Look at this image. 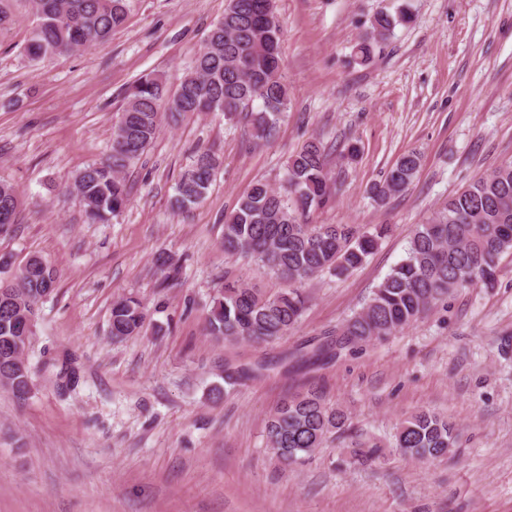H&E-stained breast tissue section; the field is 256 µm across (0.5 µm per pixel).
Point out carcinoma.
I'll return each instance as SVG.
<instances>
[{
  "instance_id": "1",
  "label": "carcinoma",
  "mask_w": 512,
  "mask_h": 512,
  "mask_svg": "<svg viewBox=\"0 0 512 512\" xmlns=\"http://www.w3.org/2000/svg\"><path fill=\"white\" fill-rule=\"evenodd\" d=\"M34 24L24 51L32 61L69 55L106 43L126 19L125 0H28ZM411 16H374L370 30L356 45V57L368 61L375 47ZM261 107L254 108V102ZM288 105L282 81L280 25L274 0H229L224 16L210 29L204 45L174 93L156 74L141 76L129 89L113 129L112 151L106 160L81 170L73 191L91 223H106L126 206L131 187L128 169L157 137L169 114L222 112L250 118L256 140H267ZM328 153L317 139L292 155L286 168V188L258 180L244 193L224 221V253L245 258L270 271L288 287L263 293L245 281H227L213 298L205 317L207 335L226 343L268 345L288 335L298 323L306 297L298 288L324 272L341 276L360 266L379 247L388 225L360 231L350 224H310V211L331 195ZM210 148L197 151L192 165L175 187L172 207L187 210L205 199L218 168ZM420 167L414 151L403 154L387 175L368 188L377 205L387 204L412 184ZM19 191L0 181V229L16 224ZM512 254V161L503 163L450 197L427 223L417 225L406 257L374 290L368 302L336 330V338L292 357L304 363L333 356L346 346L384 340L417 323L458 288H492L503 256ZM57 272L40 256L14 264L0 256V389L23 400L33 386L32 367L23 361L26 344H17L16 324L53 293ZM148 314L137 298L124 296L112 304L110 336L116 341L137 336ZM57 387L78 386L71 363L50 359ZM349 417L311 390L290 397L273 411L266 425L267 447L290 466L322 447L328 435L350 430ZM457 443V429L430 410L403 419L394 448L404 456L431 461L448 455Z\"/></svg>"
}]
</instances>
